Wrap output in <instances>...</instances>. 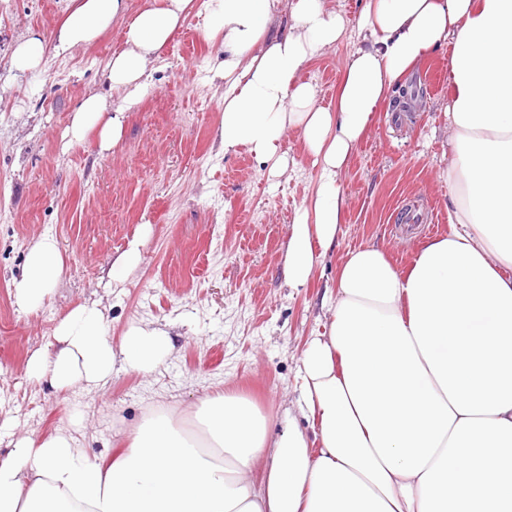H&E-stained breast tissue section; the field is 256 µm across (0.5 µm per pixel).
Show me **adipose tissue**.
Listing matches in <instances>:
<instances>
[{"mask_svg":"<svg viewBox=\"0 0 512 512\" xmlns=\"http://www.w3.org/2000/svg\"><path fill=\"white\" fill-rule=\"evenodd\" d=\"M70 2L53 40L16 45L15 69L42 71L48 56L92 45L126 16L125 0ZM282 4L288 25L276 30ZM193 12L224 54L215 74L224 80L225 152L246 150L280 177L294 129L320 167L288 238L291 287L307 285L335 242L338 176L389 91L446 45L451 231L403 270L372 245L343 263L329 331L302 354L301 411L313 436L288 417L269 439L257 405L227 391L202 402L195 433L173 411L151 413L104 465L68 433L22 437L0 459V512H512V0H361L365 44L328 107L300 78L345 31L326 0H146L107 64L109 96L83 99L72 141L118 145L149 64ZM62 273L56 238L40 236L13 283L18 305H43ZM55 336L57 351L35 354L28 373L60 389L106 384L118 357L152 372L170 350L145 325L113 349L102 311L87 305L70 310Z\"/></svg>","mask_w":512,"mask_h":512,"instance_id":"adipose-tissue-1","label":"adipose tissue"}]
</instances>
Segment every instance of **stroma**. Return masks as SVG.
Segmentation results:
<instances>
[{
  "mask_svg": "<svg viewBox=\"0 0 512 512\" xmlns=\"http://www.w3.org/2000/svg\"><path fill=\"white\" fill-rule=\"evenodd\" d=\"M327 2L344 16L345 32L302 73L324 106L363 42L360 0ZM69 3L0 0V458L19 437L61 430L106 461L152 411H183L190 429L196 408L224 388L252 396L277 431L284 413L299 411L301 353L329 327L322 299L348 253L373 244L403 270L423 244L450 231L442 177L449 50L432 53L392 89L340 174L345 216L335 244L309 284L292 288L283 276L288 232L318 178L298 134L288 137L291 165L280 178L247 152L225 154L224 82L206 68L219 50L192 16L152 66L118 147L67 143L84 97L109 92L105 69L123 45L121 22L95 45L51 58L40 75L15 70L10 58L29 34L51 37ZM413 203L430 205L435 223L400 233L395 216ZM142 224L149 232L141 261L115 282L112 262ZM46 233L59 243L64 273L43 306L25 311L12 283ZM80 304L101 309L116 347L133 324L166 332L163 362L148 374L116 364L111 380L91 390L30 378L29 358L54 352L60 319Z\"/></svg>",
  "mask_w": 512,
  "mask_h": 512,
  "instance_id": "1",
  "label": "stroma"
}]
</instances>
